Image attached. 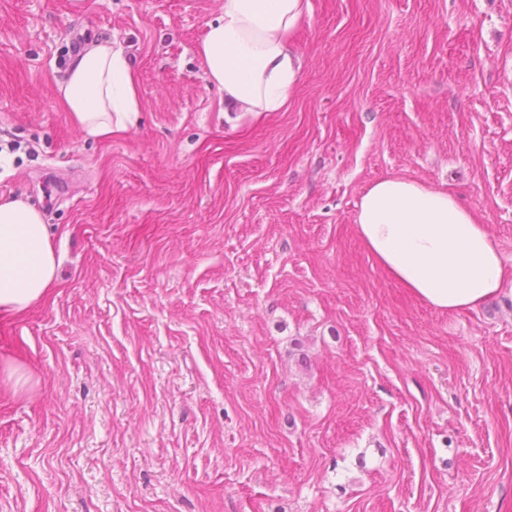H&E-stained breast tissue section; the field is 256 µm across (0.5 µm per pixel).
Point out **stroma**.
<instances>
[{"label":"stroma","instance_id":"1","mask_svg":"<svg viewBox=\"0 0 512 512\" xmlns=\"http://www.w3.org/2000/svg\"><path fill=\"white\" fill-rule=\"evenodd\" d=\"M282 112L224 115L223 0H0V196L61 259L0 317V512H512V289L448 313L355 224L386 176L449 188L512 267V0H310ZM99 39L138 125L57 83ZM58 90L64 109L87 138L105 139L139 121L137 72L117 41L88 44Z\"/></svg>","mask_w":512,"mask_h":512}]
</instances>
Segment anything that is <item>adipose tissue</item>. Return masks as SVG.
<instances>
[{
  "label": "adipose tissue",
  "instance_id": "adipose-tissue-1",
  "mask_svg": "<svg viewBox=\"0 0 512 512\" xmlns=\"http://www.w3.org/2000/svg\"><path fill=\"white\" fill-rule=\"evenodd\" d=\"M310 0H224L198 46L207 79L228 112H281L302 74L294 37ZM66 112L86 137L133 128L141 111L138 76L123 47L103 40L72 61L58 84ZM366 248L390 277L448 312L478 308L512 280L484 224L446 189L385 177L361 195L355 218ZM60 260L41 214L0 197V313L21 314L58 281Z\"/></svg>",
  "mask_w": 512,
  "mask_h": 512
}]
</instances>
